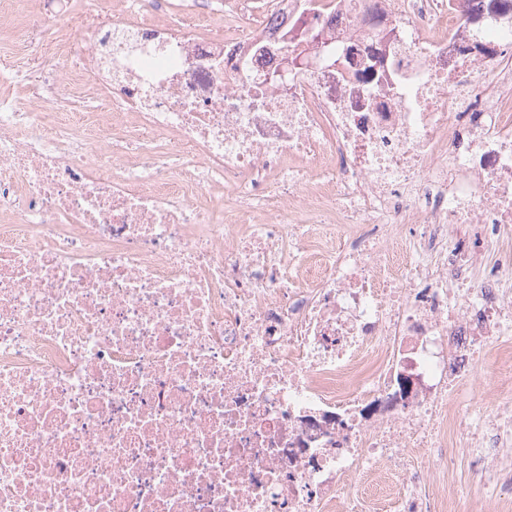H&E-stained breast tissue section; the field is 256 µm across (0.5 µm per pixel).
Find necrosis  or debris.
I'll list each match as a JSON object with an SVG mask.
<instances>
[{
  "label": "necrosis or debris",
  "mask_w": 512,
  "mask_h": 512,
  "mask_svg": "<svg viewBox=\"0 0 512 512\" xmlns=\"http://www.w3.org/2000/svg\"><path fill=\"white\" fill-rule=\"evenodd\" d=\"M193 7L9 48L0 512H438L456 448L502 503L512 9Z\"/></svg>",
  "instance_id": "1"
}]
</instances>
